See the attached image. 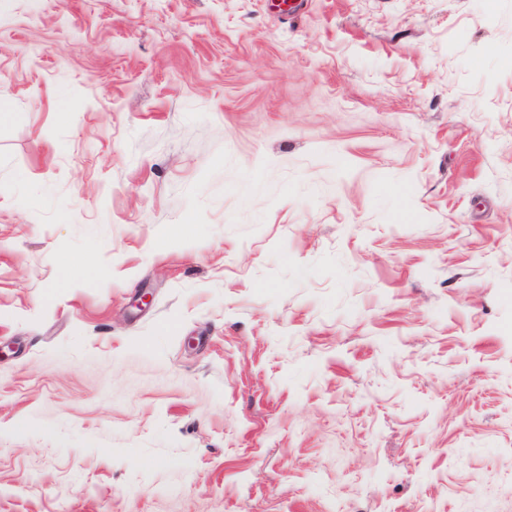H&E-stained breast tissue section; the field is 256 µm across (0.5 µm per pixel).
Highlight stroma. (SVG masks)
I'll return each mask as SVG.
<instances>
[{
  "label": "stroma",
  "mask_w": 512,
  "mask_h": 512,
  "mask_svg": "<svg viewBox=\"0 0 512 512\" xmlns=\"http://www.w3.org/2000/svg\"><path fill=\"white\" fill-rule=\"evenodd\" d=\"M0 512H512V0H0Z\"/></svg>",
  "instance_id": "stroma-1"
}]
</instances>
